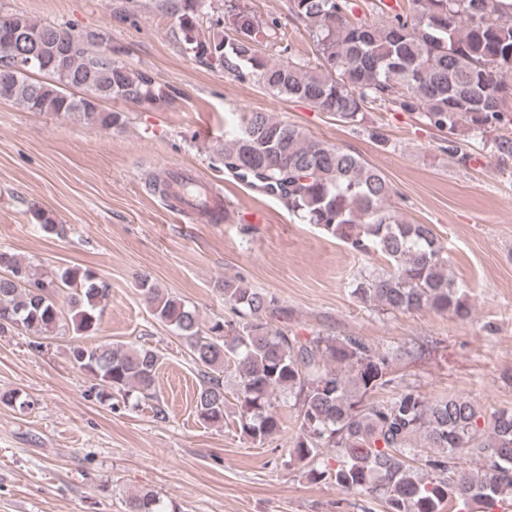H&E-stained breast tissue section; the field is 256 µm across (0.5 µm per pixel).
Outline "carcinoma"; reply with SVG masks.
I'll return each mask as SVG.
<instances>
[{
	"label": "carcinoma",
	"instance_id": "carcinoma-1",
	"mask_svg": "<svg viewBox=\"0 0 512 512\" xmlns=\"http://www.w3.org/2000/svg\"><path fill=\"white\" fill-rule=\"evenodd\" d=\"M203 0H164L178 16L194 55L239 80L256 79L273 96L310 102L345 124L360 127L376 107L417 112L448 133L452 151L461 122L484 135L512 126V0H408V8L379 24L355 15L353 0H288L289 16L310 26L314 60L285 42L281 21L258 16L247 0H224L228 34L201 38L197 23ZM18 33L68 45L64 62L44 51L43 66L12 67L0 51V99L31 111L68 118L78 115L103 128L123 123L120 112L101 103L122 100L164 103L170 93L149 71L107 57L112 38L99 31L84 38L61 24L24 15H0V38ZM276 51L268 55L266 48ZM224 169L242 182L282 201L288 210L357 254H379L380 271L354 279L353 296L389 311L431 309L466 320L471 308L448 276V256L428 224H411L392 210L394 188L357 153L308 137L295 124L267 112H242L224 133ZM48 234H58L53 215L34 211ZM0 333L21 329L50 335L66 325L58 305L66 295L72 332V363L92 375L100 394L154 402L156 418L168 411L159 402L155 379L161 356L145 346L79 338L98 329L101 301L109 284L90 269L65 268L38 274L0 249ZM152 315L180 336L198 367L194 409L209 423L232 417L240 433L262 443L280 432L281 396L293 400L297 431L292 452L311 464L309 479L331 481L380 502L383 512H512V408L493 412L459 395L426 400L392 375L395 353L358 336H316L303 342L275 328L286 318L278 301L241 278L215 287L235 315L202 329L199 311L139 279ZM233 368L237 410L229 415L224 371ZM389 395L380 400L372 396ZM438 448L430 455L417 448ZM322 448L336 449V467H319ZM470 454L481 462L461 466ZM127 512H169L152 492L128 499Z\"/></svg>",
	"mask_w": 512,
	"mask_h": 512
}]
</instances>
